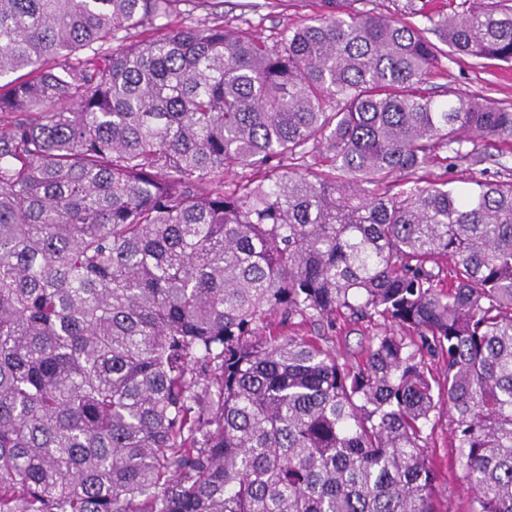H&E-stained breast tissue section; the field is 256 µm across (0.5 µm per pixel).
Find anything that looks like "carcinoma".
<instances>
[{
  "mask_svg": "<svg viewBox=\"0 0 512 512\" xmlns=\"http://www.w3.org/2000/svg\"><path fill=\"white\" fill-rule=\"evenodd\" d=\"M429 27L224 0H0V512H512V0ZM241 170L228 191L224 174ZM386 329L360 365L274 316ZM398 326L404 333L397 334ZM267 1L275 6L267 4ZM356 0H224V25L241 29L271 43L285 27L300 24L307 16L330 11L349 13L362 9ZM243 2L262 4L257 12L242 10ZM330 2V3H328ZM448 86L465 95L512 104V67L480 65L465 56H457L451 62L446 57H440L422 88L429 95L443 100L447 98L440 95ZM485 152L489 155V159L481 166L470 168L466 164L459 163L455 167H448V172H446L444 163V165L435 167L433 173L442 179L448 178V181H452L453 185L459 187L468 186L467 182L470 179L485 178V176L490 179L512 178V152L502 157L500 149L495 145H486ZM498 162L503 163L506 168L499 165ZM482 168H486L483 174L481 173L483 171H480ZM432 443L431 454H433L437 464L440 486L442 489L448 488V491H444L439 497V509L442 510L441 512H448V510L451 512H468L472 493L467 484L460 478V471L454 464L456 449L451 448L446 417L442 418V425L436 428Z\"/></svg>",
  "mask_w": 512,
  "mask_h": 512,
  "instance_id": "obj_1",
  "label": "carcinoma"
}]
</instances>
